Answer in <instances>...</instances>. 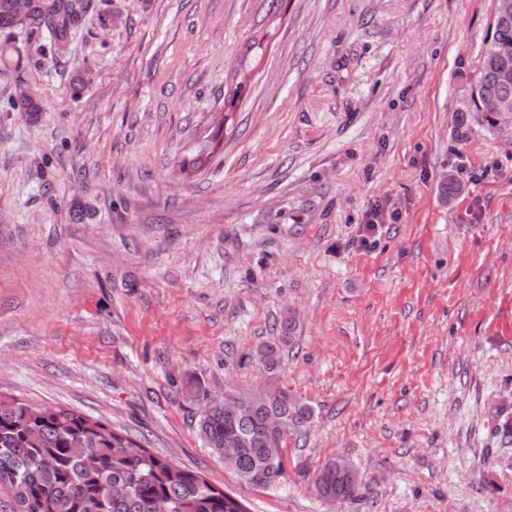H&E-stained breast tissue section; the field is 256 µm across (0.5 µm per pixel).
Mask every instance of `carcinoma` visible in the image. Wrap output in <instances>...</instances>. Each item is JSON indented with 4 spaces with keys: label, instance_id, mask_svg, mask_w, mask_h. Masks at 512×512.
I'll return each instance as SVG.
<instances>
[{
    "label": "carcinoma",
    "instance_id": "1",
    "mask_svg": "<svg viewBox=\"0 0 512 512\" xmlns=\"http://www.w3.org/2000/svg\"><path fill=\"white\" fill-rule=\"evenodd\" d=\"M30 2L21 17L15 0H0V28L45 26L62 41L83 18L81 0ZM500 4L495 0L490 39L471 88L477 112L487 98L512 105V83L498 80L501 69L512 70V16L503 18ZM295 326L294 316H283L276 323L278 336L257 349L267 374L280 370ZM186 395L204 401L198 421L204 446L239 481L255 487H272L284 474L288 435L274 428L276 420H287L290 431L299 432L314 417L311 405L280 387L212 397L190 382ZM89 453L97 456L93 468L85 463ZM315 487L326 500H344L355 496L360 481L330 460L318 470ZM0 489L12 497L16 512H156L160 503L167 512H246L199 473L151 453L98 419L59 407L38 409L7 396H0Z\"/></svg>",
    "mask_w": 512,
    "mask_h": 512
}]
</instances>
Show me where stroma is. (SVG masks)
Listing matches in <instances>:
<instances>
[{
    "mask_svg": "<svg viewBox=\"0 0 512 512\" xmlns=\"http://www.w3.org/2000/svg\"><path fill=\"white\" fill-rule=\"evenodd\" d=\"M84 6L60 45L0 29V395L103 420L247 512H512V125L470 102L494 0ZM288 313L269 382L314 419L255 488L184 387L262 385ZM338 457L361 486L331 503ZM295 326L294 316L291 314L283 316L276 323L278 336H275L272 341L266 342L257 349L256 356H262L264 359L262 369L270 376L276 375L280 370L283 347L290 342ZM317 493L326 500L339 497L341 500L352 498L358 492L360 480H353L336 467V459L322 466L315 477ZM336 498L338 501L340 500Z\"/></svg>",
    "mask_w": 512,
    "mask_h": 512,
    "instance_id": "stroma-1",
    "label": "stroma"
}]
</instances>
